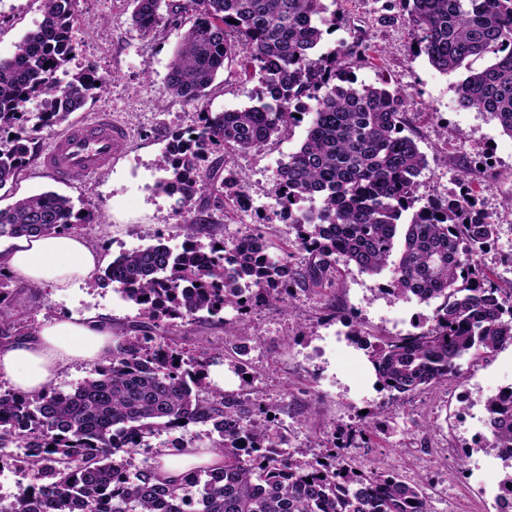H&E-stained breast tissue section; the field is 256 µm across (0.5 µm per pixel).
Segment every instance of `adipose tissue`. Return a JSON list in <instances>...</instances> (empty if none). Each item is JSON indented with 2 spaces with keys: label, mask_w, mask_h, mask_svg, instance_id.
<instances>
[{
  "label": "adipose tissue",
  "mask_w": 512,
  "mask_h": 512,
  "mask_svg": "<svg viewBox=\"0 0 512 512\" xmlns=\"http://www.w3.org/2000/svg\"><path fill=\"white\" fill-rule=\"evenodd\" d=\"M103 264L99 251L75 233L20 237L0 251V266L31 287L67 292ZM111 323L89 313L53 320L19 340L0 345V377L24 395L44 393L71 363H95L111 351Z\"/></svg>",
  "instance_id": "obj_1"
}]
</instances>
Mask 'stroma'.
<instances>
[{"instance_id":"1","label":"stroma","mask_w":512,"mask_h":512,"mask_svg":"<svg viewBox=\"0 0 512 512\" xmlns=\"http://www.w3.org/2000/svg\"><path fill=\"white\" fill-rule=\"evenodd\" d=\"M385 0H334L329 9L337 18L327 47L363 39L369 61L355 68L360 82H388L403 97L407 125L427 158L416 181L417 204L440 196L469 192L478 206L498 224L500 245L482 259L495 273L501 288L512 285V138L504 135L488 113L457 104L456 85L462 75L441 73L425 56L413 55L411 35L403 17L390 16ZM128 0H81L72 36L79 50L70 70L95 62L107 86L83 111L71 114L69 125H80L99 114L124 125L128 138L117 159L102 172L59 177L42 165L43 155L61 133L60 128L36 132L34 157L13 186L0 190V207L20 197L55 191L75 206L89 210L91 224L80 233L106 260L156 243L181 240L174 202L164 193L145 191L144 182H158V161L174 136L198 123L200 109L212 112L242 109L255 103L258 80L244 75L238 64H226L202 105L169 96L166 75L179 36L193 22L191 13L150 38L131 26ZM43 19L42 0H0V58L11 57L23 36ZM305 127L282 131L271 143L247 153L220 151L222 169L245 176L255 208L252 212L206 211L205 226L197 238L212 237L232 243L246 229L260 227L277 255L300 264L305 253L291 224L265 222L276 207L274 179L279 167L301 146ZM487 169H480V161ZM467 180H460V172ZM388 274L370 275L355 266L341 267L334 287L314 292L297 289L288 309L251 303L245 312L227 310L217 316L182 321L178 331L186 347L201 344L219 353L217 370L224 374V390L247 393L275 404L277 424L290 450L321 457L333 450L339 432L374 418L376 427L351 458L362 469H389L406 481L421 482L432 512H495L487 487L503 475L493 463V448L472 445L473 418L483 414L491 387L512 384V348L498 350L487 360H462L456 381L413 395L389 399L375 389L368 360L371 345L399 335L394 318L404 301L385 295ZM7 290L16 323L0 333V344L23 337L29 327L56 318H76L93 312L110 319L117 333L139 324L135 305L121 300L113 287L97 280L76 285L60 294L50 287L32 288L9 279ZM363 332L361 343L347 336L352 328ZM243 350L249 375L241 381L229 369V355ZM213 436L208 427L190 425L147 437L150 454L167 455L174 446L205 448ZM492 465L477 472V459Z\"/></svg>"}]
</instances>
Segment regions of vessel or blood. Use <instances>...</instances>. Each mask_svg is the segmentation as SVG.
Wrapping results in <instances>:
<instances>
[{"label":"vessel or blood","instance_id":"obj_1","mask_svg":"<svg viewBox=\"0 0 512 512\" xmlns=\"http://www.w3.org/2000/svg\"><path fill=\"white\" fill-rule=\"evenodd\" d=\"M126 139L125 129L101 117L75 126L56 138L44 154L43 165L59 176L93 175L109 165Z\"/></svg>","mask_w":512,"mask_h":512}]
</instances>
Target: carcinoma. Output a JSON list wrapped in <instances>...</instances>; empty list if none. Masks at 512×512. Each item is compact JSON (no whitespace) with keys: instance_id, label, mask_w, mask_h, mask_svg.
I'll return each mask as SVG.
<instances>
[{"instance_id":"obj_1","label":"carcinoma","mask_w":512,"mask_h":512,"mask_svg":"<svg viewBox=\"0 0 512 512\" xmlns=\"http://www.w3.org/2000/svg\"><path fill=\"white\" fill-rule=\"evenodd\" d=\"M129 2L131 25L144 36L184 9L174 0ZM189 2L195 20L169 64L167 93L199 103L224 65L238 59L258 77L257 103L199 113L197 126L165 150L166 177L157 190L183 192L176 212L187 247L176 256L161 242L125 253L101 277L138 306L144 322L137 333L116 337L96 377L70 392L0 390V461L33 476L0 512H431L416 482L359 469L336 452L309 459L288 451L274 407L211 387L215 357L203 345L192 353L180 347L172 328L254 299L283 307L294 288L322 286L340 261L371 275L388 269L392 296H418L436 307L427 327L371 347L376 388L397 396L424 390L455 377L461 358L479 361L512 339V303L481 266L497 225L465 195L432 199L400 223L414 206L426 156L407 134L398 92L357 80L352 64L365 59V44L320 51L336 28L325 0ZM78 3L43 0L40 25L12 57L0 58V132L13 131L0 146V190L32 157L29 101H40L34 129L50 128L106 88L92 64L66 70L78 50L71 35ZM389 7L404 12L414 54L443 73L465 70L456 86L459 107L489 113L512 138V0H389ZM487 53L492 64L469 65ZM303 124L304 142L274 180V215L298 228L307 261L295 266L273 257L261 234H248L251 244L195 242L199 185L235 211L249 199L245 177L229 170L218 178L211 155L259 150ZM312 197L320 206L301 209ZM90 220L69 197L46 191L0 208V238L70 231ZM484 409L494 438L512 442V414L494 399ZM182 421L212 426L211 451L224 465L191 467L169 484L156 474L160 460L138 459V448Z\"/></svg>"}]
</instances>
